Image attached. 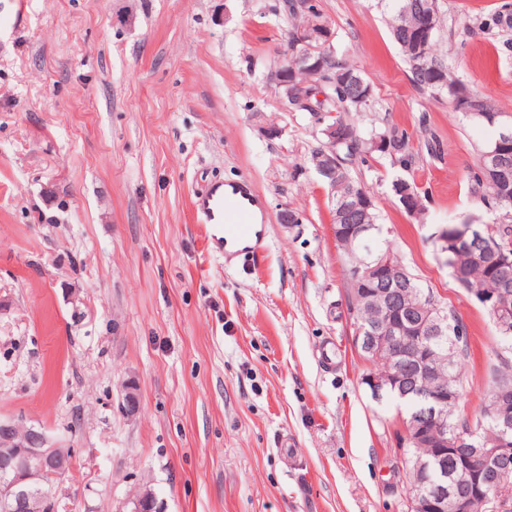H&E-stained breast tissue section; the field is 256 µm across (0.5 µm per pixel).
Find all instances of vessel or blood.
Masks as SVG:
<instances>
[{"instance_id":"vessel-or-blood-1","label":"vessel or blood","mask_w":512,"mask_h":512,"mask_svg":"<svg viewBox=\"0 0 512 512\" xmlns=\"http://www.w3.org/2000/svg\"><path fill=\"white\" fill-rule=\"evenodd\" d=\"M195 209L202 220L200 230L205 244L214 243L223 250L241 242L249 243L250 249L244 252L242 259L253 261L265 232L254 220L251 197L213 184L196 196Z\"/></svg>"}]
</instances>
